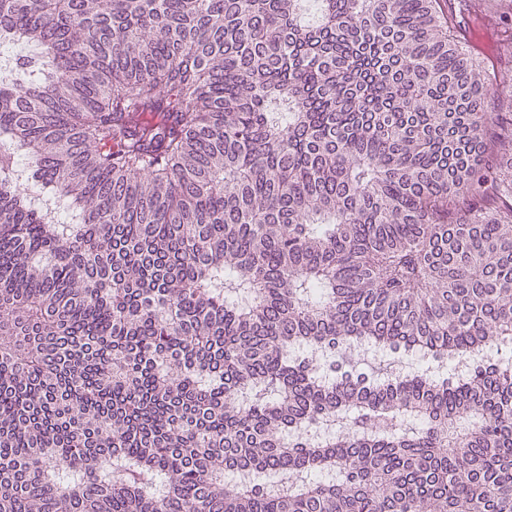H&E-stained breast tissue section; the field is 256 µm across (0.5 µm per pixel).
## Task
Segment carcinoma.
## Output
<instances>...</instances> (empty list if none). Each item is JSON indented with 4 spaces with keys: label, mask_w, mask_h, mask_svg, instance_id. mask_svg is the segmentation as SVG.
<instances>
[{
    "label": "carcinoma",
    "mask_w": 512,
    "mask_h": 512,
    "mask_svg": "<svg viewBox=\"0 0 512 512\" xmlns=\"http://www.w3.org/2000/svg\"><path fill=\"white\" fill-rule=\"evenodd\" d=\"M440 2L0 0V512H512V31ZM33 51L28 47L0 44V77L10 72L24 59L32 60Z\"/></svg>",
    "instance_id": "obj_1"
}]
</instances>
